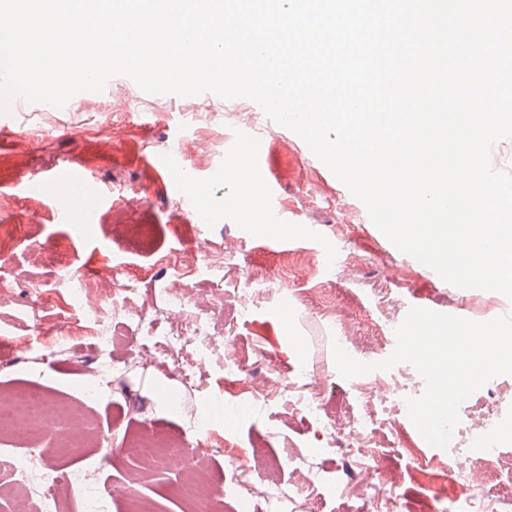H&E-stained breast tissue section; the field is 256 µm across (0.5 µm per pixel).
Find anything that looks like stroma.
I'll list each match as a JSON object with an SVG mask.
<instances>
[{"mask_svg":"<svg viewBox=\"0 0 512 512\" xmlns=\"http://www.w3.org/2000/svg\"><path fill=\"white\" fill-rule=\"evenodd\" d=\"M126 87L138 99L134 111L87 110L81 93L61 108L29 102L10 113L24 151L0 138V225L13 228L0 242V291L9 297L0 306L9 350L0 356V392L24 388L68 402L100 390L81 447L58 449L51 464L92 469L102 485L139 474L136 497L156 512H186L187 472L147 469L121 452L147 430L205 457L203 479L223 491L217 512H268L251 495L262 483L291 499L293 512H458L453 487L479 475L486 481L469 512H512V436L489 460L467 443L471 418L490 429L512 421V375L460 406V431L441 449L393 411L391 396L425 389L411 364L346 379L332 351L347 328L353 358L376 364L396 339L373 346L369 335L397 328L410 308L481 322L512 316V300L458 288L400 251L303 139L266 115L240 125L210 92L207 111L190 122L185 98L168 95L161 114L155 95L131 80ZM182 140L207 152L200 165L184 158L192 181L174 184L165 167ZM256 153L268 162L273 192L260 194L259 219L246 224L224 169ZM178 281L204 295L202 307L172 314L167 290ZM84 282L98 303L77 294ZM191 321L206 336L178 356L154 352ZM70 327V346L54 347ZM107 328L121 332L108 358L94 346ZM183 358L194 364L187 386L177 370ZM367 412L368 429L352 437ZM297 466L306 482L295 480ZM387 470L414 478L393 484ZM441 471L447 483L433 481Z\"/></svg>","mask_w":512,"mask_h":512,"instance_id":"35a3bbf8","label":"stroma"}]
</instances>
